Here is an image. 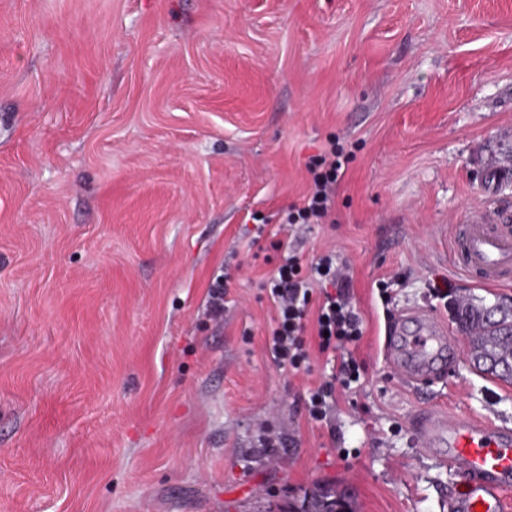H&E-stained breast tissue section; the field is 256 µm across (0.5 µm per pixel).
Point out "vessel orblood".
<instances>
[{"label": "vessel or blood", "mask_w": 512, "mask_h": 512, "mask_svg": "<svg viewBox=\"0 0 512 512\" xmlns=\"http://www.w3.org/2000/svg\"><path fill=\"white\" fill-rule=\"evenodd\" d=\"M451 247L456 268L472 284L499 286L512 273V223L507 218L471 211L464 231H452ZM388 353L403 376L417 383L445 375L457 358L446 329L428 316L412 330L394 324ZM418 430L425 446L439 448L442 461L460 478L453 512H500L502 493L512 486V432L467 417L431 415Z\"/></svg>", "instance_id": "vessel-or-blood-1"}]
</instances>
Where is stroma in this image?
<instances>
[{"label":"stroma","instance_id":"35a3bbf8","mask_svg":"<svg viewBox=\"0 0 512 512\" xmlns=\"http://www.w3.org/2000/svg\"><path fill=\"white\" fill-rule=\"evenodd\" d=\"M333 137L353 157L301 247L348 263L367 369L331 434L304 409L325 357L264 355L274 251L251 239ZM508 167L512 0H0V512H286L324 483L357 512H448L419 416L512 428V380L455 320L512 283L449 255L467 212L512 207ZM418 312L458 349L419 385L384 354ZM227 279V274H221L212 280L209 285L206 314L212 320H224V281Z\"/></svg>","mask_w":512,"mask_h":512}]
</instances>
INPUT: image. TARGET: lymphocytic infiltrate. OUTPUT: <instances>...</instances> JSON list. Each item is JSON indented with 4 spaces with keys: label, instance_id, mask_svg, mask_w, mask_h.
<instances>
[{
    "label": "lymphocytic infiltrate",
    "instance_id": "obj_1",
    "mask_svg": "<svg viewBox=\"0 0 512 512\" xmlns=\"http://www.w3.org/2000/svg\"><path fill=\"white\" fill-rule=\"evenodd\" d=\"M349 155L339 143L311 157V189L302 203L292 205L280 225L274 247L279 261L263 284L275 311L265 351L281 369L311 374L314 355L326 357L330 373L309 389L305 409L311 422L332 426L339 394L360 381L366 362L355 350L364 320L354 303L353 281L335 252L304 259L294 228L321 224L335 207L336 186Z\"/></svg>",
    "mask_w": 512,
    "mask_h": 512
}]
</instances>
